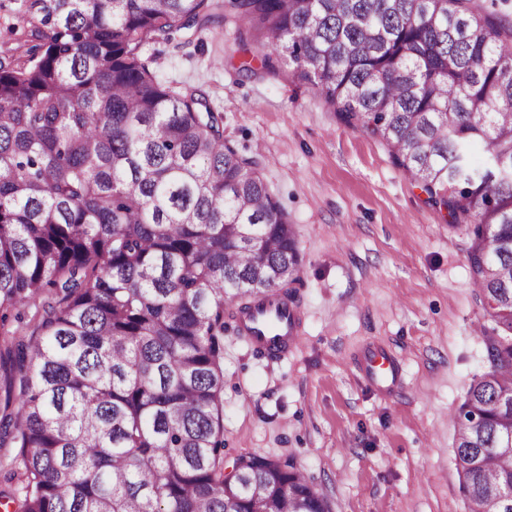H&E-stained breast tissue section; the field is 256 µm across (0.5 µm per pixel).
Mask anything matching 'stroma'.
Segmentation results:
<instances>
[{"label": "stroma", "mask_w": 512, "mask_h": 512, "mask_svg": "<svg viewBox=\"0 0 512 512\" xmlns=\"http://www.w3.org/2000/svg\"><path fill=\"white\" fill-rule=\"evenodd\" d=\"M27 6L0 0L2 63L27 58ZM141 54L171 89L206 92L225 139L255 161L296 229L298 349L268 358L224 334L225 466L241 454L291 458L331 512H463L451 416L490 369L492 325L464 226L425 204L386 143L343 123L292 63L275 77L239 74L223 23ZM371 347L399 358L398 390L365 380Z\"/></svg>", "instance_id": "obj_1"}]
</instances>
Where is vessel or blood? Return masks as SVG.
Here are the masks:
<instances>
[{
	"label": "vessel or blood",
	"mask_w": 512,
	"mask_h": 512,
	"mask_svg": "<svg viewBox=\"0 0 512 512\" xmlns=\"http://www.w3.org/2000/svg\"><path fill=\"white\" fill-rule=\"evenodd\" d=\"M302 316L284 299H264L242 314L237 323L242 336L254 350L269 357H284L295 349ZM366 379L388 392L400 381V366L384 349L369 350L364 357Z\"/></svg>",
	"instance_id": "obj_1"
}]
</instances>
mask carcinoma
Returning <instances> with one entry per match:
<instances>
[{
    "instance_id": "obj_1",
    "label": "carcinoma",
    "mask_w": 512,
    "mask_h": 512,
    "mask_svg": "<svg viewBox=\"0 0 512 512\" xmlns=\"http://www.w3.org/2000/svg\"><path fill=\"white\" fill-rule=\"evenodd\" d=\"M471 0H29L38 40L0 63V445L22 449L11 512H330L291 460L224 476V304L299 281L296 233L198 92L161 83L143 44L223 15L275 76L284 56L338 117L471 237L496 327L455 410L464 512L512 486V31ZM484 153L476 165L475 149ZM20 312L22 316L21 322L16 318V314ZM38 323V315L36 308L33 305L22 306L16 310L7 312V318L0 320V336H4L5 332L13 334L15 331L16 336H25L31 339L37 336L36 326Z\"/></svg>"
}]
</instances>
